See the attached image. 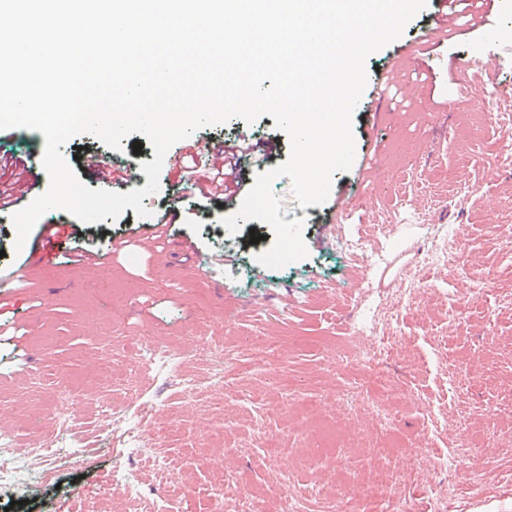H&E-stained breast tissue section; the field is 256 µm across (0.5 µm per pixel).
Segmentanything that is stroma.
Wrapping results in <instances>:
<instances>
[{"instance_id":"stroma-1","label":"stroma","mask_w":512,"mask_h":512,"mask_svg":"<svg viewBox=\"0 0 512 512\" xmlns=\"http://www.w3.org/2000/svg\"><path fill=\"white\" fill-rule=\"evenodd\" d=\"M438 2L427 0L398 39L368 57L369 79L397 67V92L377 103L363 92L352 116L355 159L334 174L330 200L302 208L288 177L273 181L284 220L304 221L308 255L302 260L279 268L259 264L257 254L274 242L269 225L252 219L230 234L222 219L236 212L240 199L203 197L172 170L170 155L158 191L143 200L148 216L129 207L118 219L94 223V231L107 232L104 240L63 235L47 245L36 226L18 250L12 213L0 211V275L13 281L8 303L0 305V422L12 426L21 443L37 440L35 422L63 390L71 392L70 409L83 414L91 396L118 389L122 374L101 345L113 336L139 348L176 345L187 370L199 376L208 369L202 351L208 339L236 337L245 357L252 337L282 339L251 374H229L218 398L202 386L185 395L164 375L147 372L143 394L163 398L171 412L159 428L174 422L192 430L170 433L164 442L187 459L188 476L201 492L183 503V512L207 507L202 492L222 474L258 492L290 482L359 499L376 466L405 489L423 488L411 498V512H431L430 492L449 481L467 482L472 464L460 453L464 437L483 439L489 458L498 437H512V416L496 410L503 390L512 387V124L502 119L512 111V0H497L486 30L432 43ZM479 56L494 63L495 88L466 70ZM480 94L484 111L470 113L468 100ZM238 134L281 144L278 154L258 153L243 165L247 185L287 160L289 140L268 115L203 127L191 138ZM346 190L349 206L336 214L332 199ZM169 209L178 211L177 223L147 246L151 224ZM381 224L391 226L389 237L379 235ZM458 226L465 229L458 251L469 274L451 278L421 258ZM350 229L384 252L374 275L378 296L369 301L360 294L361 262L336 246L337 234ZM254 233L260 236L255 244ZM112 236L127 240V247L111 250ZM182 240L191 251L179 248ZM96 251L108 255L101 267L79 263L80 255ZM410 282L426 313L400 309L384 320L403 349L384 374L408 384L392 438L370 401L359 396L342 409L336 392L344 377L360 371L353 355L369 347L368 338L351 339L361 307L379 311V295ZM314 397L341 430L335 448L324 452L304 427L312 414L305 402ZM460 413L466 416L461 436L445 424ZM74 444L73 435L61 436L54 483L34 481L27 505L1 500L0 512H102L110 499V433L99 428V453L90 466L70 459ZM434 455L447 456V471L413 464ZM511 475L506 466L484 465L468 512H512V497L496 494Z\"/></svg>"}]
</instances>
